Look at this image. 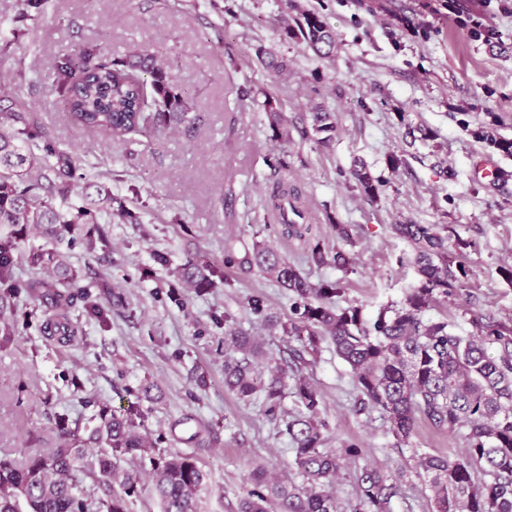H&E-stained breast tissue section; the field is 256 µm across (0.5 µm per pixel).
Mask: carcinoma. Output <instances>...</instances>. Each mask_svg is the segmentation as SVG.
I'll use <instances>...</instances> for the list:
<instances>
[{
    "label": "carcinoma",
    "instance_id": "obj_1",
    "mask_svg": "<svg viewBox=\"0 0 512 512\" xmlns=\"http://www.w3.org/2000/svg\"><path fill=\"white\" fill-rule=\"evenodd\" d=\"M283 33L322 57L335 47L332 30L315 12L286 24ZM142 73L150 83L141 79ZM53 86L75 124L107 131L122 143L192 121L191 98L178 91L164 64L146 47L120 60L107 59L96 47L84 48L58 63ZM25 112V101L17 97L8 121H0V302L22 291L48 296L45 327L73 336L76 327L68 315L73 299L50 295V281L15 279L20 240L29 227L60 240L75 224H94L110 197L100 187L89 192L94 184L87 183L81 190L83 205L65 213L58 209L55 197L65 200L72 192L75 163L26 120ZM269 119L275 136L288 142L284 113L272 108ZM311 130L318 143L331 142L336 131L332 113L315 108ZM44 169L54 173L50 191L41 183ZM352 176L365 197L378 195L379 180L365 167ZM298 198L294 187L274 194L278 223L286 226L287 236L301 238L306 215L294 204ZM333 228L349 249L331 251L318 242L309 246L307 262L351 272L356 265L351 248L357 244L353 227ZM392 230L410 246L408 263L418 282L401 301L371 316L359 305L340 306L343 281L313 283L293 262L260 244L240 251L228 240L224 265L189 260L178 270L177 277L191 287L208 288L226 280V268L256 267L292 299L288 317L276 320L283 335L300 343L285 365L273 361L235 318L224 315V388L239 399L262 397L264 414L288 439L290 466L301 478L298 483L274 481L267 469L256 468L250 474L252 489L236 512H391L398 483L375 468L356 475L354 501L346 510L340 507L335 485L364 448L355 441L325 447L323 398L301 372L324 341L350 368L354 414L370 418L377 413L387 421L391 447L409 445L420 419L462 440L461 453L417 455L415 474L431 491L432 512H512V328L474 316L471 330L463 331L443 315L426 316L435 304L461 295L466 266L448 259L446 224H394ZM27 260L55 273L66 269L54 249L32 248ZM288 390L298 405L294 413L282 409ZM142 419L134 409L117 415L103 406L87 424L59 419L55 448L0 457V512H128V500L144 489L146 463L161 512H200L207 473L199 458L166 450L162 436L142 435ZM210 437L211 431L197 423L186 442L207 448Z\"/></svg>",
    "mask_w": 512,
    "mask_h": 512
}]
</instances>
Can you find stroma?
I'll list each match as a JSON object with an SVG mask.
<instances>
[{"label": "stroma", "mask_w": 512, "mask_h": 512, "mask_svg": "<svg viewBox=\"0 0 512 512\" xmlns=\"http://www.w3.org/2000/svg\"><path fill=\"white\" fill-rule=\"evenodd\" d=\"M23 9V0H0V21L18 30L0 52V112L22 97L50 141L112 200L96 223L75 225L56 244L71 274L58 292L88 294L69 310L76 335L44 333L45 302L29 294L5 311L18 334L0 349V456L54 447L59 418L84 420L103 406L139 409L142 434L166 435V448L179 451L170 425L189 412L214 435L200 454L202 512H235L256 464L291 478L288 440L261 398L224 388V329L215 323L230 313L273 357H287V337L244 304L259 294L284 317L287 292L255 269H228L227 283L201 290L173 274L192 258L223 263L229 237L275 249L311 282L344 279L345 300L371 315L416 282L401 262L410 248L392 225L444 224L449 256L467 259L466 294L436 312L464 330L477 313L512 326V279L502 272L512 265V155L474 136L490 126L512 140V0H46L34 16ZM306 10L333 30L331 57L283 38V21ZM89 44L112 59L151 47L193 99V127L118 144L72 124L52 89L55 67ZM260 48L284 58L286 72L262 69ZM316 105L335 116L326 145L301 136ZM271 106L287 116L291 143L275 139ZM358 161L383 181L374 199L350 176ZM283 183L299 191L304 239L265 229ZM121 208L139 223L120 219ZM335 224L358 235L348 274L305 259L310 243L336 247ZM159 253L167 264L156 262ZM91 304L106 321L88 316ZM304 374L323 396L328 447L354 439L364 448L337 484L339 498H354L355 473L373 467L399 478L392 512H430L413 456L459 453L462 441L421 423L410 446L391 449L387 423L353 414L350 369L330 343ZM75 376L83 390H74Z\"/></svg>", "instance_id": "35a3bbf8"}]
</instances>
